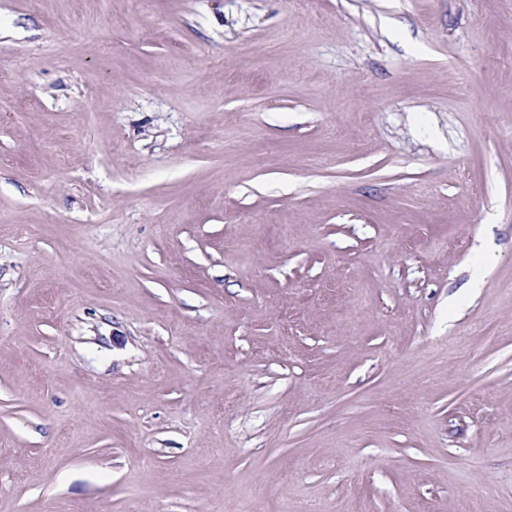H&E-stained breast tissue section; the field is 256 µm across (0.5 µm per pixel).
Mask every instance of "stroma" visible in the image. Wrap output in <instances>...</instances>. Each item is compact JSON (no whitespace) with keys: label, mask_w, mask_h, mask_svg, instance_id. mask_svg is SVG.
<instances>
[{"label":"stroma","mask_w":512,"mask_h":512,"mask_svg":"<svg viewBox=\"0 0 512 512\" xmlns=\"http://www.w3.org/2000/svg\"><path fill=\"white\" fill-rule=\"evenodd\" d=\"M146 503L512 512V0H0V512Z\"/></svg>","instance_id":"1"}]
</instances>
